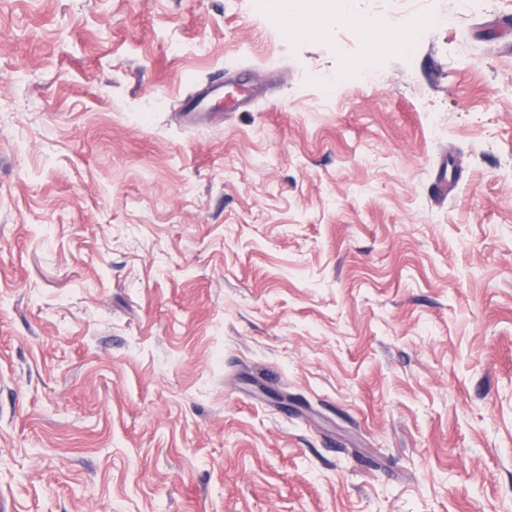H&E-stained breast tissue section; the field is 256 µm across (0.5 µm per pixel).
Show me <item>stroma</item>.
Listing matches in <instances>:
<instances>
[{"instance_id": "obj_1", "label": "stroma", "mask_w": 512, "mask_h": 512, "mask_svg": "<svg viewBox=\"0 0 512 512\" xmlns=\"http://www.w3.org/2000/svg\"><path fill=\"white\" fill-rule=\"evenodd\" d=\"M462 2L349 0L370 56L0 0V512H512V0Z\"/></svg>"}]
</instances>
